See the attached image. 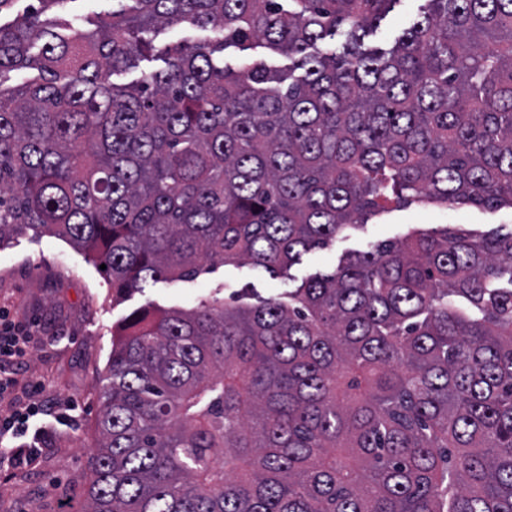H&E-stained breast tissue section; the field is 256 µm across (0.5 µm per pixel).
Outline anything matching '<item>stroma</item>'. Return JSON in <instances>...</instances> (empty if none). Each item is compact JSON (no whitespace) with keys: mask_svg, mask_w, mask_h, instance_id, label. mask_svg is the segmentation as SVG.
Here are the masks:
<instances>
[{"mask_svg":"<svg viewBox=\"0 0 512 512\" xmlns=\"http://www.w3.org/2000/svg\"><path fill=\"white\" fill-rule=\"evenodd\" d=\"M469 224L487 231L512 230V209L470 206H389L344 239L306 253L291 269L296 279L332 272L342 253L365 250L393 239L413 226ZM284 277H270L249 266L220 268L192 281L160 282L142 292H116L84 252L65 238L27 229L0 243V305L21 319H36L42 343L20 370L21 382H43L44 402L52 413L77 400L70 425L51 423L50 437L37 463L0 482V512H63L81 503L88 488L94 426L112 330L132 312L147 306L188 308L208 297L230 298L241 288L266 298L283 287Z\"/></svg>","mask_w":512,"mask_h":512,"instance_id":"35a3bbf8","label":"stroma"}]
</instances>
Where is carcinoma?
<instances>
[{"label": "carcinoma", "instance_id": "carcinoma-1", "mask_svg": "<svg viewBox=\"0 0 512 512\" xmlns=\"http://www.w3.org/2000/svg\"><path fill=\"white\" fill-rule=\"evenodd\" d=\"M133 2L0 24V243L46 229L141 292L283 275L392 203L512 208V0H423L389 48L364 38L399 0ZM174 25L224 38L156 48ZM104 380L80 512H512V231L137 310Z\"/></svg>", "mask_w": 512, "mask_h": 512}]
</instances>
